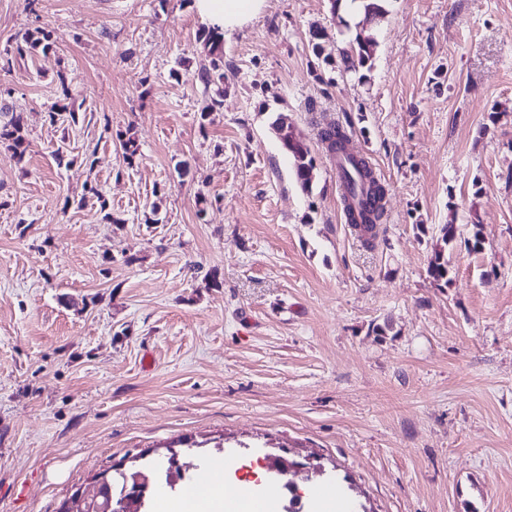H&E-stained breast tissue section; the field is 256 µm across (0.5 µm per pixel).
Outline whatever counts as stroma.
<instances>
[{"mask_svg": "<svg viewBox=\"0 0 512 512\" xmlns=\"http://www.w3.org/2000/svg\"><path fill=\"white\" fill-rule=\"evenodd\" d=\"M331 7L267 0L206 85L194 0H0V101L29 142L0 144V512H64L174 455L223 459L229 495L257 459L302 462L313 512H512V0H388L346 27ZM38 27L52 48L18 54ZM363 30L372 59L345 70ZM61 72L78 120L54 126ZM333 121L386 188L369 246ZM92 186L113 223L79 206ZM288 118L279 116L272 123V130L276 134L283 151L292 159L295 176L302 189L310 191L313 183L314 157L310 148L297 139L287 122Z\"/></svg>", "mask_w": 512, "mask_h": 512, "instance_id": "stroma-1", "label": "stroma"}]
</instances>
